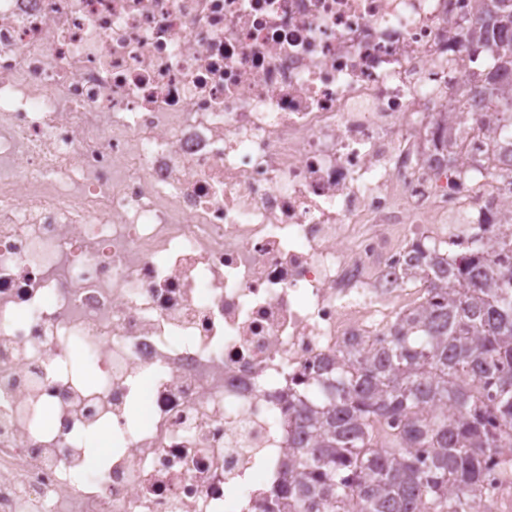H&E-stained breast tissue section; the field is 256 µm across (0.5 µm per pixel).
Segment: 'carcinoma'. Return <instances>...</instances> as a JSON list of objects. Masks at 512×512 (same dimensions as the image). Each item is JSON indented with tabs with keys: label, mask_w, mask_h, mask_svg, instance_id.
I'll use <instances>...</instances> for the list:
<instances>
[{
	"label": "carcinoma",
	"mask_w": 512,
	"mask_h": 512,
	"mask_svg": "<svg viewBox=\"0 0 512 512\" xmlns=\"http://www.w3.org/2000/svg\"><path fill=\"white\" fill-rule=\"evenodd\" d=\"M469 39L494 57L474 92L512 123V0H479ZM407 284L424 305L377 345L325 357L292 392L288 464L260 512H475L489 464L512 448V230L451 254L419 246Z\"/></svg>",
	"instance_id": "obj_1"
}]
</instances>
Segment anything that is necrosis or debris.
<instances>
[{
  "instance_id": "1",
  "label": "necrosis or debris",
  "mask_w": 512,
  "mask_h": 512,
  "mask_svg": "<svg viewBox=\"0 0 512 512\" xmlns=\"http://www.w3.org/2000/svg\"><path fill=\"white\" fill-rule=\"evenodd\" d=\"M476 4L0 0V512H255L289 390L425 301L412 244L512 210Z\"/></svg>"
}]
</instances>
